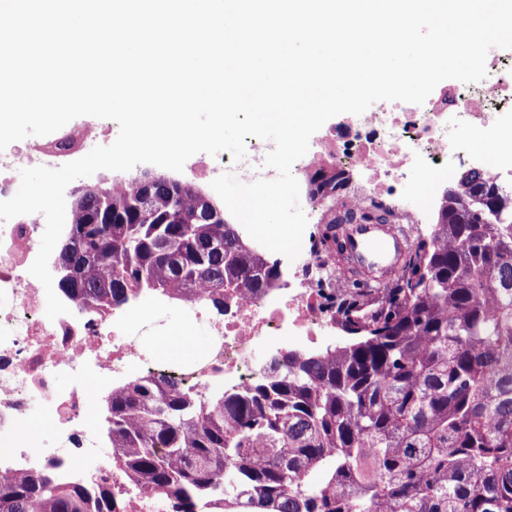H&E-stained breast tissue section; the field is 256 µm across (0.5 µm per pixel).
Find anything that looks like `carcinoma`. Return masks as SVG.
I'll use <instances>...</instances> for the list:
<instances>
[{
	"instance_id": "1",
	"label": "carcinoma",
	"mask_w": 512,
	"mask_h": 512,
	"mask_svg": "<svg viewBox=\"0 0 512 512\" xmlns=\"http://www.w3.org/2000/svg\"><path fill=\"white\" fill-rule=\"evenodd\" d=\"M342 179L317 171L313 197ZM371 202L342 224L388 221ZM58 265L61 291L105 313L143 292L183 301L202 286L264 294L281 272L207 210L191 183L136 179L84 192ZM361 332L311 352L240 394H191L136 377L107 397L112 467L177 512H512V191L468 170L447 186L429 240L414 242L379 290L359 280L336 299ZM324 474L302 484L303 471ZM103 483L67 489L48 472L0 476V512H119Z\"/></svg>"
}]
</instances>
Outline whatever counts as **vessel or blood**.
<instances>
[{
    "instance_id": "obj_1",
    "label": "vessel or blood",
    "mask_w": 512,
    "mask_h": 512,
    "mask_svg": "<svg viewBox=\"0 0 512 512\" xmlns=\"http://www.w3.org/2000/svg\"><path fill=\"white\" fill-rule=\"evenodd\" d=\"M348 256L337 267L345 281H352L355 270L368 271L369 282H385L390 271L411 246L410 237L396 233L389 224H351L346 229Z\"/></svg>"
}]
</instances>
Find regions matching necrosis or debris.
<instances>
[{
  "label": "necrosis or debris",
  "instance_id": "1",
  "mask_svg": "<svg viewBox=\"0 0 512 512\" xmlns=\"http://www.w3.org/2000/svg\"><path fill=\"white\" fill-rule=\"evenodd\" d=\"M486 70L478 86H451L420 105L388 101L355 124L330 129L296 161L293 176L304 187L317 170L346 173L344 202L379 200L418 224L436 189L454 180L468 158L451 142L452 129L463 125L490 141V149L475 157L479 168L495 176L512 172V51L489 54ZM104 132L103 121L91 117L51 138L8 146L0 153V201L16 193L18 166L56 168L75 161L89 138ZM412 175L425 176L427 187L407 200L399 186ZM45 227L44 217L35 214L0 222V473L48 469L64 486L106 480L126 502V512H159L158 494L130 485L110 468L103 428L88 416L130 370L154 378L173 374L171 361L147 354L138 341L139 325L163 300L137 295L105 314L72 302L68 314L48 319L44 288L29 272ZM335 288L326 256L312 250L291 280L265 294L225 292L219 310L193 293L184 302L186 317L207 322L213 339L185 384L243 390L264 374L253 362L255 351L274 360L290 341L317 344L336 328V309L323 301ZM37 402L48 412L33 425Z\"/></svg>",
  "mask_w": 512,
  "mask_h": 512
}]
</instances>
